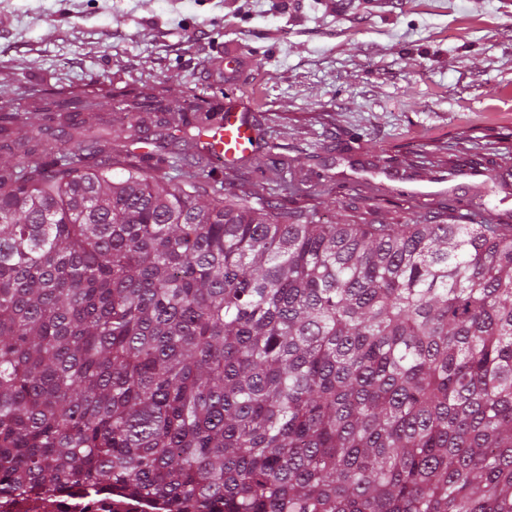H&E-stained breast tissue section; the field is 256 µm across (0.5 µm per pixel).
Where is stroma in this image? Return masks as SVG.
<instances>
[{"mask_svg": "<svg viewBox=\"0 0 512 512\" xmlns=\"http://www.w3.org/2000/svg\"><path fill=\"white\" fill-rule=\"evenodd\" d=\"M151 88L241 107L265 162L336 180L330 206L221 165L228 196L404 224L446 211L409 191L449 155L493 154L512 183V0H0L14 111Z\"/></svg>", "mask_w": 512, "mask_h": 512, "instance_id": "stroma-1", "label": "stroma"}]
</instances>
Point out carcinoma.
Listing matches in <instances>:
<instances>
[{"instance_id":"carcinoma-1","label":"carcinoma","mask_w":512,"mask_h":512,"mask_svg":"<svg viewBox=\"0 0 512 512\" xmlns=\"http://www.w3.org/2000/svg\"><path fill=\"white\" fill-rule=\"evenodd\" d=\"M35 111L0 94V493L512 512V224L226 198L221 108L161 92ZM148 123L185 147L162 175L128 150Z\"/></svg>"}]
</instances>
